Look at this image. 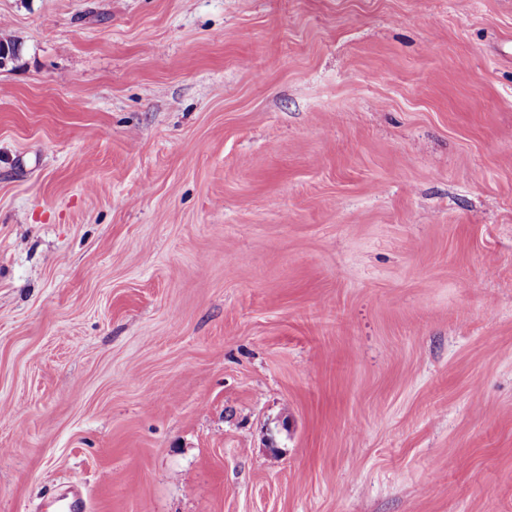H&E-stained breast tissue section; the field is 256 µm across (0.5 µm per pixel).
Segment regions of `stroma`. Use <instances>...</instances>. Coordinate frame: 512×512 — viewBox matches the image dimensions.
Listing matches in <instances>:
<instances>
[{
    "mask_svg": "<svg viewBox=\"0 0 512 512\" xmlns=\"http://www.w3.org/2000/svg\"><path fill=\"white\" fill-rule=\"evenodd\" d=\"M0 512H512V0H0Z\"/></svg>",
    "mask_w": 512,
    "mask_h": 512,
    "instance_id": "obj_1",
    "label": "stroma"
}]
</instances>
